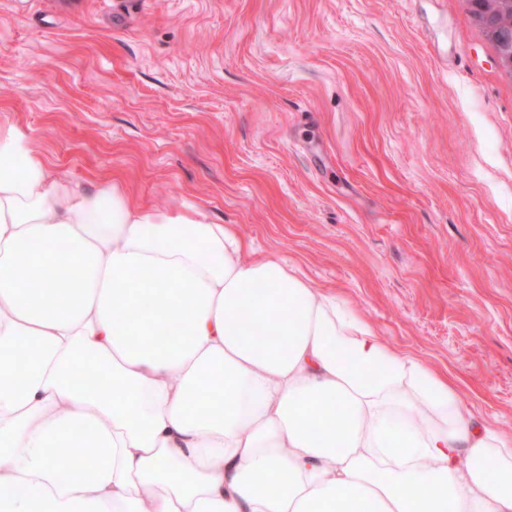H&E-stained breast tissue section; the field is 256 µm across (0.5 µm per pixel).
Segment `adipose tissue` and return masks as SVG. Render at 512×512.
I'll list each match as a JSON object with an SVG mask.
<instances>
[{"instance_id":"ef3b65f1","label":"adipose tissue","mask_w":512,"mask_h":512,"mask_svg":"<svg viewBox=\"0 0 512 512\" xmlns=\"http://www.w3.org/2000/svg\"><path fill=\"white\" fill-rule=\"evenodd\" d=\"M0 512H512V437L233 225L0 125Z\"/></svg>"}]
</instances>
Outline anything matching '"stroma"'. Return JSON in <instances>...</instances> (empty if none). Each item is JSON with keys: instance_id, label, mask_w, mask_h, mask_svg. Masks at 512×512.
<instances>
[{"instance_id": "stroma-1", "label": "stroma", "mask_w": 512, "mask_h": 512, "mask_svg": "<svg viewBox=\"0 0 512 512\" xmlns=\"http://www.w3.org/2000/svg\"><path fill=\"white\" fill-rule=\"evenodd\" d=\"M465 0H0L55 170L301 262L512 435V77Z\"/></svg>"}]
</instances>
